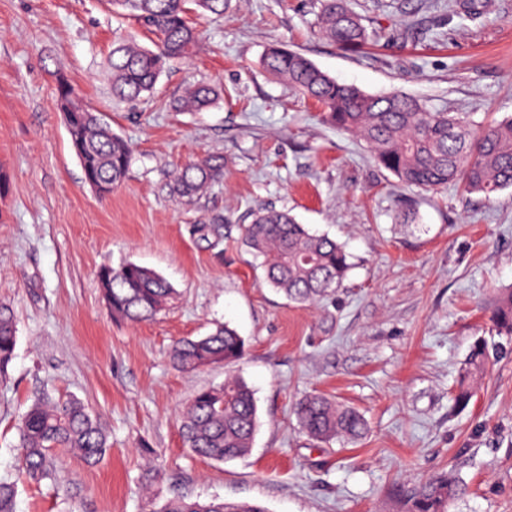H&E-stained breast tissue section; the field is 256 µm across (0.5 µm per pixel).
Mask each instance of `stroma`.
Segmentation results:
<instances>
[{
	"mask_svg": "<svg viewBox=\"0 0 512 512\" xmlns=\"http://www.w3.org/2000/svg\"><path fill=\"white\" fill-rule=\"evenodd\" d=\"M372 38L345 53L317 34L315 0H231L196 18L192 54L154 95L112 98L107 55L137 31L106 0H0V302L17 345L0 375V478H15V424L34 395L76 396L112 446L90 467L57 450L53 479L18 486L17 512H156L167 500L220 496L267 512H408L410 493L454 473L450 512H512V352L492 360L470 404L451 389L496 289L512 287V188L492 198L401 184L319 107L261 66L267 48L300 52L338 81L401 92L477 124L512 115V0H350ZM128 142L125 179L107 198L85 183L59 79ZM198 81L224 94L204 112L171 100ZM220 153L224 179L189 203L176 167ZM419 220L400 223L406 208ZM272 208L344 243L352 268L313 306L267 285L242 228ZM134 262L175 288L154 319L112 318L98 272ZM229 323L245 341L233 366L173 367L172 343ZM236 374L252 387L251 452L217 462L183 444L180 413ZM322 393L364 413L346 446L302 433L294 406Z\"/></svg>",
	"mask_w": 512,
	"mask_h": 512,
	"instance_id": "35a3bbf8",
	"label": "stroma"
}]
</instances>
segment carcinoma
Wrapping results in <instances>:
<instances>
[{
    "label": "carcinoma",
    "mask_w": 512,
    "mask_h": 512,
    "mask_svg": "<svg viewBox=\"0 0 512 512\" xmlns=\"http://www.w3.org/2000/svg\"><path fill=\"white\" fill-rule=\"evenodd\" d=\"M207 16H220L230 0H108L112 9L135 18L154 36L147 47L134 34L113 42L107 60L112 96L120 101L151 94L171 62L187 57L196 31L187 20L186 2ZM319 35L346 51L365 47L370 39L362 19L347 0H319ZM269 77L288 83L313 100L325 122L363 141L384 169L407 185L435 190L461 184L486 197L512 187V117L477 128L458 113L429 112L416 98L393 92L367 94L353 84L330 77L302 54L270 47L262 59ZM221 90L207 83L187 85L173 99L177 112H200L213 105ZM56 103L67 114L66 128L84 175L100 195L112 192L125 178L130 162L128 144L112 131L101 113L83 102L65 79L57 87ZM224 179V156L208 155L177 169L172 192L190 202ZM242 243L259 261L264 281L288 301L312 305L342 286L352 267L346 246L300 224L287 211L258 210L245 225ZM111 314L132 323L153 319L176 297V291L156 271L127 262L104 267L98 275ZM497 336L512 343V290L499 297L492 310ZM17 329L12 308L0 304V374L14 356ZM244 340L227 323L204 336L176 341L169 357L174 367L193 372L216 364L229 366L242 355ZM489 344L477 339L464 362L454 400L465 407L488 366ZM299 428L321 442L353 444L367 433V422L356 408L325 394H309L297 405ZM254 391L238 376L196 392L181 412L180 429L186 447L216 461L247 455L257 430ZM22 475L33 483L53 477L57 448L74 450L89 466L98 465L111 448L102 421L77 398L34 397L18 427ZM464 491L447 472L436 475L410 494L409 512H449ZM17 483L0 479V512H16ZM157 512H267L256 502L178 498Z\"/></svg>",
    "instance_id": "1"
}]
</instances>
